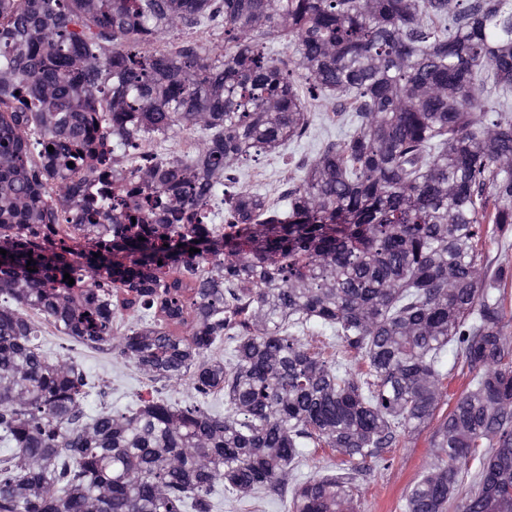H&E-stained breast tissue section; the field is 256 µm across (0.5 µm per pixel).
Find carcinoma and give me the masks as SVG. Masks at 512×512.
I'll use <instances>...</instances> for the list:
<instances>
[{"label": "carcinoma", "mask_w": 512, "mask_h": 512, "mask_svg": "<svg viewBox=\"0 0 512 512\" xmlns=\"http://www.w3.org/2000/svg\"><path fill=\"white\" fill-rule=\"evenodd\" d=\"M203 23L223 54L142 50ZM300 79L352 130L287 207L230 193L237 165L306 134ZM508 94L512 0H0V512H213L221 484L280 491L311 446L350 467L287 512H354V472L434 418L450 345L468 386L406 508L512 512V266L483 252L512 225ZM181 129L194 156L141 152ZM22 308L226 414L151 399L83 421V373ZM311 325L365 369L294 336ZM201 138H202V133H200L199 131H196V130H181V131H178L177 133H174L172 135H170L167 139L165 140H150V141H147L144 143V145H163V144H166V145H175V144H178V143H187L190 145V148L187 150V151H183L179 154H175V155H161L165 158L167 157H171V156H181V155H185V156H192L193 154H195L198 146H199V143L201 142ZM143 145V146H144Z\"/></svg>", "instance_id": "cac0c4a2"}]
</instances>
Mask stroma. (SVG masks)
<instances>
[{"label": "stroma", "mask_w": 512, "mask_h": 512, "mask_svg": "<svg viewBox=\"0 0 512 512\" xmlns=\"http://www.w3.org/2000/svg\"><path fill=\"white\" fill-rule=\"evenodd\" d=\"M206 47L213 54L224 51V35L220 27L203 24L191 30L167 33L154 45L172 50L182 45ZM310 125L307 134L298 141L262 156L259 163L241 166L237 182L244 190L257 193L272 203L280 202L288 188L303 174V168L316 156L321 144L344 135L348 129L346 114L338 102L318 100L308 108ZM40 342L53 357L70 359L87 376L88 395L82 402L86 417L103 411L128 412L139 400L162 399L182 407L199 401L217 413L224 410L220 393L202 398L195 392L190 379L158 380L140 371L117 352L91 349L57 329L41 327ZM436 422L402 434L398 447L385 460L363 465L355 482L357 512H404V496L432 460L430 437ZM283 494H256L244 498L216 492L214 512H283Z\"/></svg>", "instance_id": "obj_1"}]
</instances>
